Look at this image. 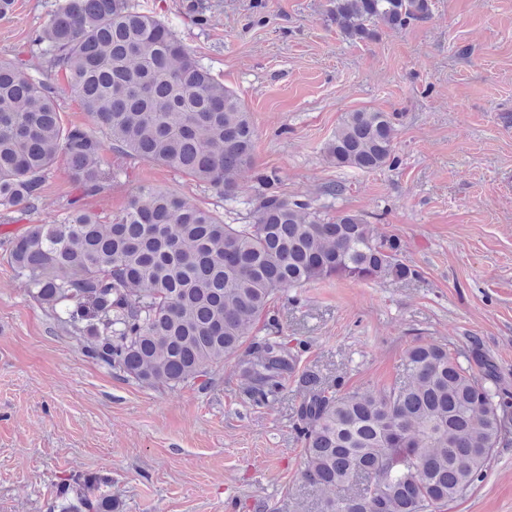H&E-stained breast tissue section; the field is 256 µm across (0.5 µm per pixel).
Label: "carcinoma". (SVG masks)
I'll return each instance as SVG.
<instances>
[{
  "instance_id": "1",
  "label": "carcinoma",
  "mask_w": 512,
  "mask_h": 512,
  "mask_svg": "<svg viewBox=\"0 0 512 512\" xmlns=\"http://www.w3.org/2000/svg\"><path fill=\"white\" fill-rule=\"evenodd\" d=\"M432 0H332L346 39L374 41L431 14ZM31 59L0 60V208L30 210L65 159L80 195L50 224L0 239L29 297L112 374L140 385L201 392L239 358L240 394L266 406L288 380L303 391L293 431L302 478L319 512H443L482 482L495 449L512 445V392L496 366L443 343L411 346L404 378L383 393L299 372V344L271 309L290 288L324 280L416 279L401 242L364 216L324 217L306 200L261 194L246 224L167 189L141 185L105 224L86 197L110 183L109 151L166 166L241 204L257 133L236 93L217 82L164 21L129 0H62L32 37ZM61 77L96 130L63 123ZM396 115L348 113L326 146L336 167L395 165ZM478 371H473V367ZM102 474H74L49 512H112Z\"/></svg>"
}]
</instances>
